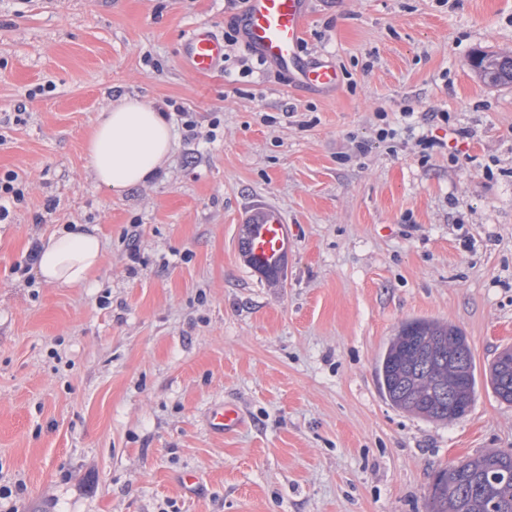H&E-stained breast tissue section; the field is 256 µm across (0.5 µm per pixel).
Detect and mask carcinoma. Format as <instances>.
Returning a JSON list of instances; mask_svg holds the SVG:
<instances>
[{
	"label": "carcinoma",
	"instance_id": "carcinoma-1",
	"mask_svg": "<svg viewBox=\"0 0 512 512\" xmlns=\"http://www.w3.org/2000/svg\"><path fill=\"white\" fill-rule=\"evenodd\" d=\"M474 65L485 82L512 84V56L485 53ZM456 345L457 341L448 339V325L438 321L420 319L402 325L376 366L389 403L428 421L448 422V381L459 384L470 401L476 392L474 364L457 375L448 363ZM423 354L432 357L431 366L418 371L417 361ZM511 366L512 356L506 360L497 356L488 373L495 396L508 404H512V390L501 391L496 379ZM506 472L512 473L511 450H492L439 470L430 487L431 512H512V483L489 478Z\"/></svg>",
	"mask_w": 512,
	"mask_h": 512
}]
</instances>
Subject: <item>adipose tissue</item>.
<instances>
[{
	"instance_id": "1",
	"label": "adipose tissue",
	"mask_w": 512,
	"mask_h": 512,
	"mask_svg": "<svg viewBox=\"0 0 512 512\" xmlns=\"http://www.w3.org/2000/svg\"><path fill=\"white\" fill-rule=\"evenodd\" d=\"M175 148L174 127L165 114L126 98L101 113L87 153L96 182L120 195L155 177ZM102 256L95 227L77 224L42 241L36 271L49 284L81 285Z\"/></svg>"
}]
</instances>
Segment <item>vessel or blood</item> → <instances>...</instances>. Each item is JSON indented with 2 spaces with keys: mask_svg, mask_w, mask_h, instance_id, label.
Here are the masks:
<instances>
[{
  "mask_svg": "<svg viewBox=\"0 0 512 512\" xmlns=\"http://www.w3.org/2000/svg\"><path fill=\"white\" fill-rule=\"evenodd\" d=\"M308 19L309 0H245L237 24L244 43L258 58L273 64L290 83L335 90L339 74L334 66L310 64L299 55ZM181 58L192 72L214 71L224 62V40L208 26H194L182 41ZM245 221L253 264L280 267L292 246L284 212L274 205L259 204L250 210ZM239 421L238 409L230 404L215 406L208 416L210 429L218 433L232 430Z\"/></svg>",
  "mask_w": 512,
  "mask_h": 512,
  "instance_id": "obj_1",
  "label": "vessel or blood"
}]
</instances>
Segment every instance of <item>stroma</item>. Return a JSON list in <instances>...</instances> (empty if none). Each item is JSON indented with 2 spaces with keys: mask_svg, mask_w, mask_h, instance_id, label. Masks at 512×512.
I'll return each mask as SVG.
<instances>
[{
  "mask_svg": "<svg viewBox=\"0 0 512 512\" xmlns=\"http://www.w3.org/2000/svg\"><path fill=\"white\" fill-rule=\"evenodd\" d=\"M310 6L302 55L336 65L332 92L239 43L190 72L184 34L224 33L228 0H0V172L27 182L0 223V484L24 483L18 512H429L436 471L512 449L485 375L512 345V85L471 66L512 55V0ZM125 96L175 101L201 134L178 129L166 172L118 197L86 143ZM258 203L295 229L275 282L241 250ZM67 224L104 243L87 287L19 271ZM415 319L470 344L476 393L448 424L379 383ZM220 403L241 428L210 430Z\"/></svg>",
  "mask_w": 512,
  "mask_h": 512,
  "instance_id": "1",
  "label": "stroma"
}]
</instances>
